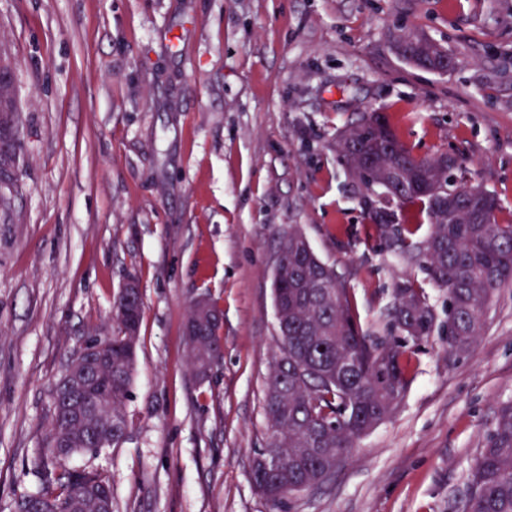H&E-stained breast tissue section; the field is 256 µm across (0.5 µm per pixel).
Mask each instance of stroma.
<instances>
[{
  "instance_id": "stroma-1",
  "label": "stroma",
  "mask_w": 512,
  "mask_h": 512,
  "mask_svg": "<svg viewBox=\"0 0 512 512\" xmlns=\"http://www.w3.org/2000/svg\"><path fill=\"white\" fill-rule=\"evenodd\" d=\"M408 34L457 67L406 64ZM1 53L24 161L0 242V512L36 489L51 389L111 334L128 277L144 302L128 436L68 461L109 478L112 512H268L250 470L269 436L281 227L346 280L365 332L385 334L406 279L446 323L447 291L394 255L336 154L363 113L417 155L463 159L512 218V0H0ZM202 293L221 312L205 380L183 336ZM408 354L397 412L288 512H463L512 402V288L468 352L437 332Z\"/></svg>"
}]
</instances>
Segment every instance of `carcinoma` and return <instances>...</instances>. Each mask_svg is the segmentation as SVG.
Returning <instances> with one entry per match:
<instances>
[{
    "instance_id": "carcinoma-1",
    "label": "carcinoma",
    "mask_w": 512,
    "mask_h": 512,
    "mask_svg": "<svg viewBox=\"0 0 512 512\" xmlns=\"http://www.w3.org/2000/svg\"><path fill=\"white\" fill-rule=\"evenodd\" d=\"M367 112L340 131L336 148L351 179L366 190L365 216L377 225L403 260L413 262L428 280L448 291V352L468 351L481 336L496 293L512 286V220L502 224L494 192L470 183L468 170L452 159L448 172L436 174L439 156L422 158L388 122L367 125ZM0 126L10 134L0 140V184L18 190L12 163L20 161L18 106L12 81L0 88ZM354 150L383 163L384 169L355 174L343 151ZM415 205L431 224L429 235L416 238L419 225L404 209ZM279 272L273 302L285 328L278 332L279 354L266 382L265 414L271 431L267 448L254 459L251 480L268 512H285L294 495L323 484L354 443L398 409L408 385L405 343L434 332L435 314L415 281L395 285L387 308L390 336L367 335L353 297L336 270L313 252L295 224L279 232ZM118 293L113 304L116 331L104 337L112 347V378L97 382L110 396L112 437L90 415L75 426L89 431L74 436L72 454L97 455L126 438L125 402L136 373L137 339L143 303L133 314ZM219 311L213 303L191 308L188 321L199 332L187 337L190 362L204 378L221 354ZM65 403L52 409L45 439L44 471L36 490L16 502L17 512H73L92 485L111 487L94 469H71L55 456ZM465 512H512V403L503 405L469 478Z\"/></svg>"
}]
</instances>
